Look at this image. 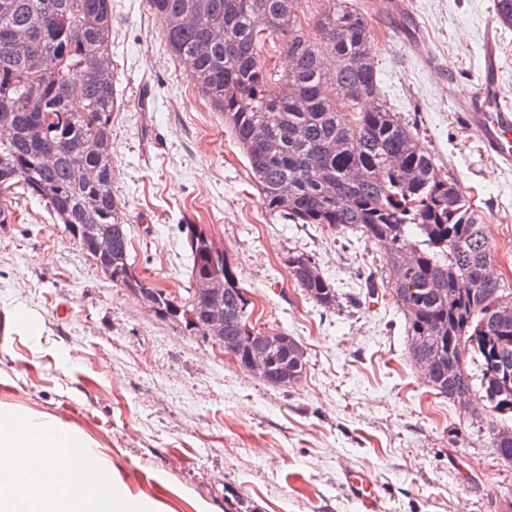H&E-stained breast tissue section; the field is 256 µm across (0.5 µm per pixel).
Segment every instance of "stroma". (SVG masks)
<instances>
[{
    "mask_svg": "<svg viewBox=\"0 0 512 512\" xmlns=\"http://www.w3.org/2000/svg\"><path fill=\"white\" fill-rule=\"evenodd\" d=\"M495 0H348L367 14L387 102L484 217L493 273L512 289V169L463 129L486 35L512 102V30ZM112 189L136 271L188 305L182 227L224 250L259 331L294 336L302 380L268 385L219 347L113 283L42 203L16 189L0 224V407L83 438L114 493L145 512H361L343 473L369 475L382 512H512V463L474 414L429 392L383 284V244L355 230L284 224L264 207L222 113L168 49L148 0H112ZM311 257L336 285L324 309L284 259ZM35 329H27L26 320Z\"/></svg>",
    "mask_w": 512,
    "mask_h": 512,
    "instance_id": "stroma-1",
    "label": "stroma"
}]
</instances>
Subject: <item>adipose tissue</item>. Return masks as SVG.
I'll use <instances>...</instances> for the list:
<instances>
[{
	"label": "adipose tissue",
	"instance_id": "ef3b65f1",
	"mask_svg": "<svg viewBox=\"0 0 512 512\" xmlns=\"http://www.w3.org/2000/svg\"><path fill=\"white\" fill-rule=\"evenodd\" d=\"M81 445L58 420L0 409V512L25 500L33 512H81L78 466L59 452Z\"/></svg>",
	"mask_w": 512,
	"mask_h": 512
}]
</instances>
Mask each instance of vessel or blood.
I'll use <instances>...</instances> for the list:
<instances>
[{
    "label": "vessel or blood",
    "instance_id": "vessel-or-blood-1",
    "mask_svg": "<svg viewBox=\"0 0 512 512\" xmlns=\"http://www.w3.org/2000/svg\"><path fill=\"white\" fill-rule=\"evenodd\" d=\"M501 64L493 40H486L481 65V86L464 108V127L480 140L484 151L504 167H512V104L501 100L497 91ZM344 484L361 512H380V499L360 473L346 471Z\"/></svg>",
    "mask_w": 512,
    "mask_h": 512
}]
</instances>
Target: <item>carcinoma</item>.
I'll return each mask as SVG.
<instances>
[{
	"instance_id": "1",
	"label": "carcinoma",
	"mask_w": 512,
	"mask_h": 512,
	"mask_svg": "<svg viewBox=\"0 0 512 512\" xmlns=\"http://www.w3.org/2000/svg\"><path fill=\"white\" fill-rule=\"evenodd\" d=\"M0 0V224L12 212L5 193L17 186L42 201L113 282L138 295L158 316L178 319L181 306L164 290L138 281L120 201L112 192V0ZM165 24L171 52L192 62L201 93L224 114L245 155L265 208L284 222L355 229L387 250V286L406 320L409 354L428 367V386L459 409L479 397L496 414L512 413V289L490 273L494 245L478 213L453 179L385 105L359 103L376 93L372 28L363 13L330 0L313 21L297 18L299 0H149ZM497 20L512 28V0H496ZM219 29L224 39L200 43ZM284 56L285 73L268 58ZM338 58L336 66L324 60ZM97 141L92 155L79 145ZM112 229L106 253L90 232ZM191 278L224 275V294L191 289L196 321L224 313V353L242 362L248 350L249 300L227 256L204 240L190 249ZM288 273L309 300L329 309L335 285L314 273L312 259L290 254ZM472 362L477 372L469 371ZM302 344L285 335L260 375L288 387L306 372ZM288 368V380L279 372ZM489 429L497 459L512 463V443Z\"/></svg>"
}]
</instances>
